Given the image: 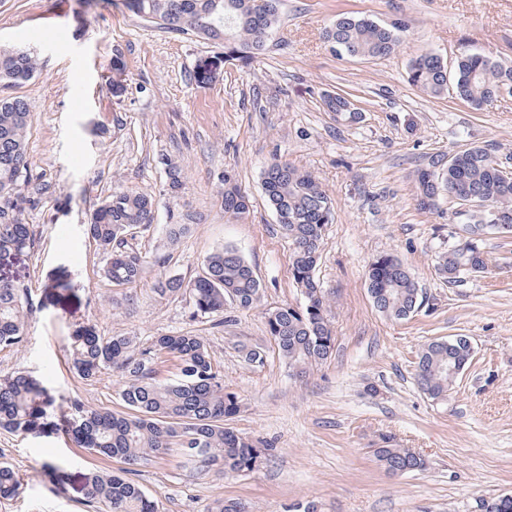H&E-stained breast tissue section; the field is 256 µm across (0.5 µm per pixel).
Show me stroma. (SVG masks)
Masks as SVG:
<instances>
[{"label": "stroma", "mask_w": 512, "mask_h": 512, "mask_svg": "<svg viewBox=\"0 0 512 512\" xmlns=\"http://www.w3.org/2000/svg\"><path fill=\"white\" fill-rule=\"evenodd\" d=\"M343 13L402 24L399 45L384 58L337 55L322 33ZM0 47L38 53L36 76L17 93L34 116V170L51 185L25 215L42 232L39 251L0 259V280L28 285L33 302L26 339L0 352V372H26L53 398L31 433L0 431V462L22 479L0 512H86L84 477L95 470L135 481L159 512H211L220 499L250 512H297L307 501L318 512H472L478 497L512 494V242L486 235V273L448 286L435 255L448 245L453 205L420 211L414 182L430 155L469 143L512 158V97L475 110L407 81L426 52L447 63L466 50L512 63V0H284L265 54L247 66L220 61L206 85L197 67L220 48L143 21L121 0H0ZM344 92L361 114L349 125L336 124L320 100ZM165 156L186 176L175 193ZM276 158L315 174L334 204L317 275L333 298L335 348L302 381L289 375L262 317L302 302L291 246L262 189ZM228 170L250 196L236 220L219 195ZM118 185L158 204L153 231L136 240L143 254L154 252L164 225L193 227L164 269L148 268L131 288L101 277L102 257L85 233ZM227 245L259 276V307L217 326L191 318L188 299L155 293L160 275L193 277ZM383 252L412 269L426 296L408 319L385 317L367 292L368 266ZM88 330L142 341L202 336L225 391L241 401L229 426L265 446L259 466L227 475L175 450L132 466L74 447L65 433L71 401L121 406L117 374L85 380L68 364L72 336ZM457 336L470 340L473 360L446 400H431L415 382L417 355ZM240 342L262 346L264 363H246ZM387 445L420 455L424 470L389 474L375 455Z\"/></svg>", "instance_id": "stroma-1"}]
</instances>
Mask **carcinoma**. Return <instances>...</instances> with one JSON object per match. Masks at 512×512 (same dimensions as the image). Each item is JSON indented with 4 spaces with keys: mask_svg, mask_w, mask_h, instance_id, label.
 I'll return each mask as SVG.
<instances>
[{
    "mask_svg": "<svg viewBox=\"0 0 512 512\" xmlns=\"http://www.w3.org/2000/svg\"><path fill=\"white\" fill-rule=\"evenodd\" d=\"M282 0H123L127 10L144 21L176 34L194 35L224 47V57L249 64L265 54L269 36L280 23ZM403 28L342 14L323 30V39L340 55L382 58L395 51ZM38 58L29 50L0 49V87L17 88L31 81ZM408 82L421 93L438 98L448 90L474 110L488 105L502 92L512 93V65L479 53L463 52L447 66L433 54L418 56L410 65ZM323 109L336 123L356 122L360 112L341 93L324 94ZM33 116L19 96L0 97V258L32 253L41 233L24 222V213L39 205L51 185L34 173L27 141ZM172 191L182 188L184 172L170 158L163 160ZM494 150L472 144L448 156L445 164L432 159L415 175L417 206L438 209L441 191L455 193L452 223L463 235L437 255L436 270L450 285H458L487 271L483 239L473 235L512 234V179L496 168ZM263 190L276 221L292 246V280L304 298L299 307H271L264 311L266 332L292 375L302 379L327 360L334 348L328 312L331 298L316 267L325 231L333 223V202L319 179L287 161L273 160L264 170ZM221 203L224 214L240 218L250 199L235 175L224 172ZM156 204L148 195L117 188L94 211L86 234L104 256L101 276L112 286L137 284L148 267L166 266L174 247L190 224H167L162 245L151 259L138 250L136 237L150 231ZM367 288L374 307L384 316L407 319L424 304L422 289L405 264L392 253H381L369 264ZM262 283L242 253L225 246L205 257L201 272L186 280L161 276L155 292L161 297L189 296L191 316L218 318L224 324L229 308L257 307ZM32 307L28 288L0 281V350L19 347L26 336V316ZM70 358L74 371L91 379L103 370L116 372L122 386L123 410L70 405L68 436L78 447L128 465L159 458L174 448L202 467L220 465L226 474L255 470L261 454L247 437L224 426V419L240 411L237 395L224 391V378L214 366L203 337L191 333L161 334L146 342L134 336L102 337L91 331L73 337ZM468 339L432 341L418 355L415 381L432 400H443L471 364ZM173 362L176 372L160 378V366ZM39 403L50 398L33 377L15 372L0 375V430L26 433L35 428ZM378 460L394 473L424 467V461L403 449H376ZM22 485L18 472L0 462V500L13 498ZM85 504L93 512H158L157 502L137 483L119 475L90 472L85 477ZM478 512H512V496L479 497Z\"/></svg>",
    "mask_w": 512,
    "mask_h": 512,
    "instance_id": "1",
    "label": "carcinoma"
}]
</instances>
